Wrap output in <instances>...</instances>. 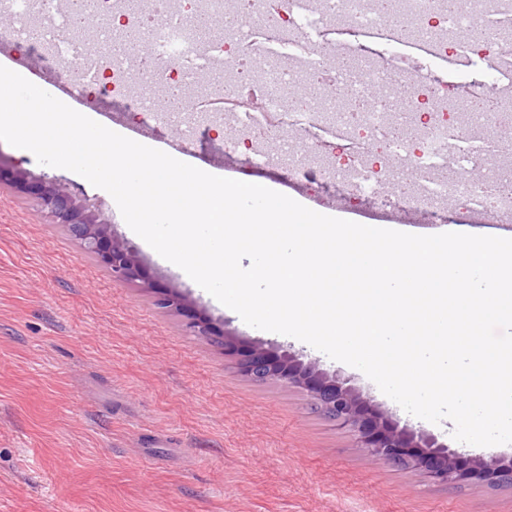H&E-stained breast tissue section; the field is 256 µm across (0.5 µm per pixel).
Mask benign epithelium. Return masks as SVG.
Returning <instances> with one entry per match:
<instances>
[{
	"label": "benign epithelium",
	"instance_id": "7a95c632",
	"mask_svg": "<svg viewBox=\"0 0 512 512\" xmlns=\"http://www.w3.org/2000/svg\"><path fill=\"white\" fill-rule=\"evenodd\" d=\"M3 182L30 198L38 212L65 226L85 252L112 272V278L150 286L140 260L123 240L112 235L109 220L96 204L53 177L35 176L20 167L6 170L0 162V184ZM158 302L187 313L186 330L219 344L224 355L236 358L242 376L306 391L316 407L354 435L358 447L372 460L419 470L438 484L494 486L512 482L511 457L467 455L423 430L403 425L365 397L345 375L329 373L315 360L305 361L287 350L268 348L217 327L171 287L158 292Z\"/></svg>",
	"mask_w": 512,
	"mask_h": 512
}]
</instances>
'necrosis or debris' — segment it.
I'll list each match as a JSON object with an SVG mask.
<instances>
[{"label":"necrosis or debris","instance_id":"obj_1","mask_svg":"<svg viewBox=\"0 0 512 512\" xmlns=\"http://www.w3.org/2000/svg\"><path fill=\"white\" fill-rule=\"evenodd\" d=\"M398 3L382 12L377 0H247L243 23L215 35L198 21L223 17L225 0H148L137 12L124 0H86L88 14L101 22L91 44L73 38L72 15L59 0H13L17 24L0 30V39L48 63L84 61L74 93L112 98L139 122H176L191 139L232 119L237 134L226 149L247 148L253 163L286 167L295 181L335 182L353 200L387 195L415 213L448 203L462 219L475 212L490 223L512 218V171L465 151L471 141L512 128V92L504 91L492 111L471 112L465 90L481 87V80L452 84L423 71L404 96L397 41L366 52L354 47L360 31L393 25L428 41L423 68L451 55H476L497 78L512 42L492 25L459 40L470 14H447L442 0ZM337 30L345 33L339 49L354 54L359 80H348L315 51ZM301 71L321 88L313 99L294 94ZM374 83L384 87L390 108L356 111L355 100ZM188 85L194 88L188 106L161 115L155 89ZM464 160L471 176H447Z\"/></svg>","mask_w":512,"mask_h":512}]
</instances>
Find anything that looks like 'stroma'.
Returning a JSON list of instances; mask_svg holds the SVG:
<instances>
[{"label":"stroma","instance_id":"1","mask_svg":"<svg viewBox=\"0 0 512 512\" xmlns=\"http://www.w3.org/2000/svg\"><path fill=\"white\" fill-rule=\"evenodd\" d=\"M195 163L325 215L336 184L303 186L284 170L230 156L224 140L187 142ZM7 163L79 188L109 217L156 287L186 293L245 339L318 361L402 422L452 443L450 420L404 412L360 370L295 338L256 329L163 259L82 176L0 141ZM0 512H512V486L432 483L372 462L307 393L242 377L233 358L189 335L154 289L113 279L66 228L0 186Z\"/></svg>","mask_w":512,"mask_h":512}]
</instances>
